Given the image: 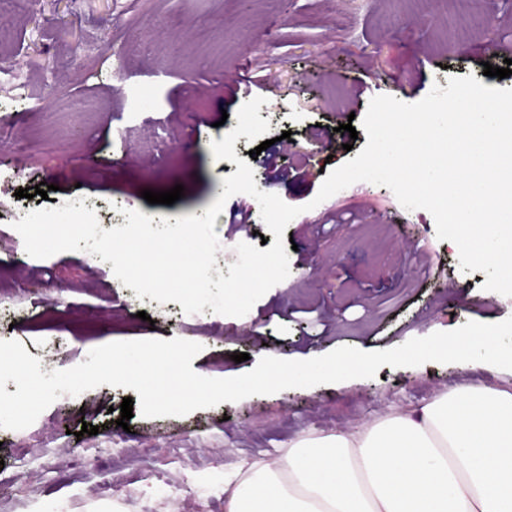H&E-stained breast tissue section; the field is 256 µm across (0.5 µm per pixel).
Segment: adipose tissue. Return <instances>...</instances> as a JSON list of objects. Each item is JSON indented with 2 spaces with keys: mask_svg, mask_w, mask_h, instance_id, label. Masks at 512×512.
Returning <instances> with one entry per match:
<instances>
[{
  "mask_svg": "<svg viewBox=\"0 0 512 512\" xmlns=\"http://www.w3.org/2000/svg\"><path fill=\"white\" fill-rule=\"evenodd\" d=\"M224 512H512V387L462 383L224 478Z\"/></svg>",
  "mask_w": 512,
  "mask_h": 512,
  "instance_id": "adipose-tissue-1",
  "label": "adipose tissue"
}]
</instances>
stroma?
<instances>
[{
    "label": "stroma",
    "mask_w": 512,
    "mask_h": 512,
    "mask_svg": "<svg viewBox=\"0 0 512 512\" xmlns=\"http://www.w3.org/2000/svg\"><path fill=\"white\" fill-rule=\"evenodd\" d=\"M111 23H99L103 14ZM0 34L26 41L0 64V287L19 316L0 311V339L68 369L110 341L182 338L201 344L191 366L229 378L253 369L263 351L292 360L348 346L385 350L466 322L512 316V297L484 290V272H463L433 216L404 209L384 186L357 182L314 204L327 173L368 141L338 133L363 119L378 95L425 97L450 77L488 87L512 77L484 74L480 50L512 42V0L469 18L457 0H32L0 9ZM269 77L259 115L269 138L290 132L278 168L250 160L259 190L301 207L284 231L296 244L290 274L242 317L207 313L181 322L179 303L132 308L111 263L84 252L27 255L15 221L29 211L83 199L101 228L137 209L155 218L203 215L235 162L214 160L210 144L237 125L225 106L241 73ZM227 120H220V112ZM45 183L48 195L18 197ZM183 185L171 205L143 190ZM249 224L230 223L236 205ZM227 246L272 239L257 201L230 197L215 221ZM334 290L323 287V279ZM247 361H233V354ZM512 386V370L486 363L382 366L377 377L290 388L181 417L134 414L117 426L135 390L102 385L59 399L0 444V512H36L78 494L86 512H212L224 476L276 457L301 432L350 431L396 406L418 407L459 383ZM98 434H82L83 423Z\"/></svg>",
    "instance_id": "stroma-1"
}]
</instances>
